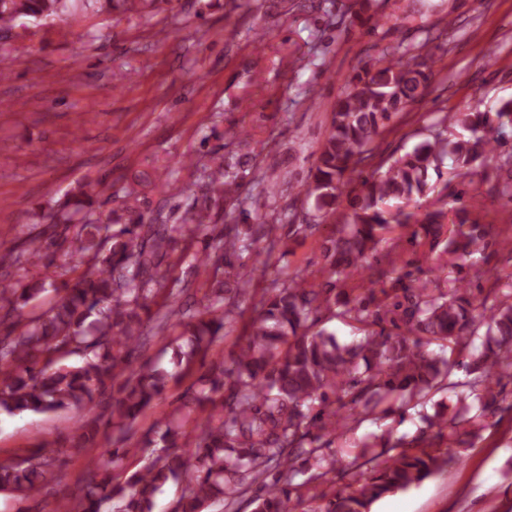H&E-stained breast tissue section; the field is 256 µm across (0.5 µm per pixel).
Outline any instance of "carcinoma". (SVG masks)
Here are the masks:
<instances>
[{
    "mask_svg": "<svg viewBox=\"0 0 512 512\" xmlns=\"http://www.w3.org/2000/svg\"><path fill=\"white\" fill-rule=\"evenodd\" d=\"M166 2L92 0V7L98 14L140 13ZM73 20L72 0H0L3 36L19 25ZM431 76L421 56L406 49L384 52L349 78L303 185L321 217L343 200L348 205L345 222L323 245L324 279L278 272L243 324L237 349L190 384L140 448L122 446L138 417L157 405L172 378L194 375L251 293L241 244L275 241L288 215L255 224L232 217L224 234L211 236L212 209L234 199L246 177L240 160L216 165L193 217L202 244L197 267L212 272L207 304L174 323L178 295L166 291L157 272L175 251L180 226L161 209L148 216L128 205L124 216L96 215L100 181L50 214L47 230L0 251V412L80 410L117 387L107 417L83 420L71 435L72 447L95 448L97 455L56 512H100L105 502L115 512H153L169 482L183 483L171 512H207L217 501L225 512H238L244 497L253 512H298L306 501L312 512H370L383 495L459 460L458 448L492 425L502 411L500 382L512 381V288H469L462 279L447 287L443 255L462 259L488 248L491 227L461 208L448 229L444 210L420 199L431 190L429 171L440 172L448 158L453 176H478L488 184L486 197L512 201V153L489 159L507 142L512 101L493 112H445L412 151L363 174L383 130L423 98ZM450 126L461 129L452 139ZM408 224L418 226L408 244L435 262L434 271H409L410 284L387 288L395 261L372 266L367 258L393 226ZM58 251L84 271L73 284L53 287L50 307L25 314L47 292L46 280L28 277L29 267L52 266ZM324 312L359 324L363 336L339 341L320 326ZM154 329L173 330L170 368L136 363ZM433 344L440 353L428 351ZM440 392L454 393L455 403L421 415L413 436H364L350 460L338 458L336 440L353 426L394 416L402 423L409 408L426 406ZM136 456L143 464L131 471ZM57 462L55 450L42 445L21 462H0V495H39Z\"/></svg>",
    "mask_w": 512,
    "mask_h": 512,
    "instance_id": "cac0c4a2",
    "label": "carcinoma"
}]
</instances>
